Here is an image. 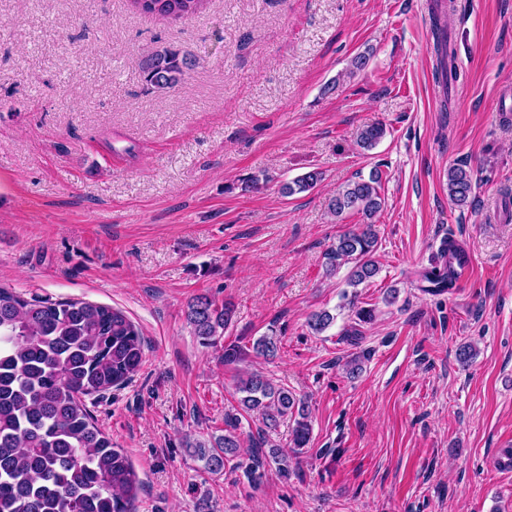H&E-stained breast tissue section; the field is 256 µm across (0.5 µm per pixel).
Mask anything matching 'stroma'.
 <instances>
[{
    "mask_svg": "<svg viewBox=\"0 0 512 512\" xmlns=\"http://www.w3.org/2000/svg\"><path fill=\"white\" fill-rule=\"evenodd\" d=\"M435 3L208 0L172 21L130 0H0V286L117 308L141 330L140 369L91 407L143 482L137 512H512L498 464L512 448V0H450L445 89ZM164 47L196 64L159 92L140 63ZM378 122L384 138L361 150ZM454 164L476 183L462 207ZM375 168L381 271L358 288L376 310L363 324L339 307L345 272L324 273L362 219L334 221L327 204ZM312 169L320 185L283 194ZM262 171L269 182L243 190ZM448 239L474 273L428 293ZM200 295L234 304L224 340L243 362L194 335ZM321 309L336 320L315 335ZM271 328L276 357L255 358ZM252 371L307 398L312 421L289 478L256 489L187 449L223 435ZM431 33L436 56L435 80L445 89L448 88V73L450 75V67H448V32L442 25L438 13H435L432 17ZM448 196L457 206L467 205L473 194V175L467 165L450 166L447 172Z\"/></svg>",
    "mask_w": 512,
    "mask_h": 512,
    "instance_id": "obj_1",
    "label": "stroma"
}]
</instances>
